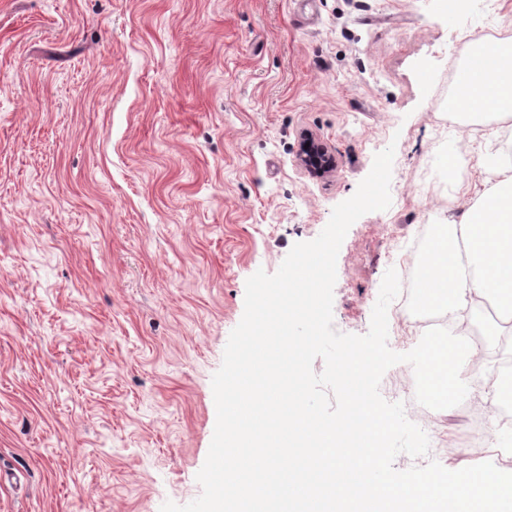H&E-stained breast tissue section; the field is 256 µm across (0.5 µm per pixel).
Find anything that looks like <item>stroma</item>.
<instances>
[{
    "mask_svg": "<svg viewBox=\"0 0 512 512\" xmlns=\"http://www.w3.org/2000/svg\"><path fill=\"white\" fill-rule=\"evenodd\" d=\"M488 30L512 43V0H0V512L198 498L247 279L391 146V205L337 257L333 326L366 334L397 255L512 157V125L448 109ZM307 135L334 170L302 164ZM404 315L398 353L426 331L419 292ZM501 423L435 416L461 443L438 462L512 473Z\"/></svg>",
    "mask_w": 512,
    "mask_h": 512,
    "instance_id": "35a3bbf8",
    "label": "stroma"
}]
</instances>
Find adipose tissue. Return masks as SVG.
Returning <instances> with one entry per match:
<instances>
[{
    "label": "adipose tissue",
    "mask_w": 512,
    "mask_h": 512,
    "mask_svg": "<svg viewBox=\"0 0 512 512\" xmlns=\"http://www.w3.org/2000/svg\"><path fill=\"white\" fill-rule=\"evenodd\" d=\"M460 84L459 108H483L512 118V46L479 43ZM429 299L427 309L447 317L453 333H441L421 345L411 370L416 390L446 412L474 399L468 371L479 349L465 342L471 323L485 321L495 310L497 322L487 335L496 336L512 322V165H499L458 219L438 224L424 257Z\"/></svg>",
    "instance_id": "1"
}]
</instances>
